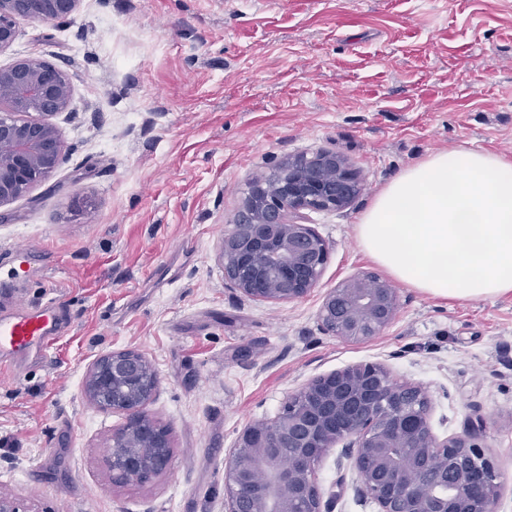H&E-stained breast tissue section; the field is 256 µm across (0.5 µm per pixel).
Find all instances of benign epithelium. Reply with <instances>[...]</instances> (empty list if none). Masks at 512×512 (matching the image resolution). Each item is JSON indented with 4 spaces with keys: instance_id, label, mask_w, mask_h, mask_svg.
Instances as JSON below:
<instances>
[{
    "instance_id": "1",
    "label": "benign epithelium",
    "mask_w": 512,
    "mask_h": 512,
    "mask_svg": "<svg viewBox=\"0 0 512 512\" xmlns=\"http://www.w3.org/2000/svg\"><path fill=\"white\" fill-rule=\"evenodd\" d=\"M81 0H0V52L17 37L25 11L45 22L64 21ZM64 70L34 57L0 67V206L45 180L62 162L54 118L71 97ZM349 161L327 150L298 155L255 178L219 259L224 279L258 301L291 302L318 285L328 242L293 217L304 210L341 211L362 192ZM399 308L393 284L369 272L327 291L318 311L321 330L365 342L391 325ZM159 377L142 353L121 349L97 357L84 376L88 400L123 416L105 459L112 486L147 484L171 469L169 428L150 411ZM430 399L419 385L395 380L378 362L355 363L319 375L282 402L277 415L238 434L224 460L225 512H333L316 467L344 443L358 492L377 512H495L500 474L467 430L437 439ZM0 512H34L0 495Z\"/></svg>"
}]
</instances>
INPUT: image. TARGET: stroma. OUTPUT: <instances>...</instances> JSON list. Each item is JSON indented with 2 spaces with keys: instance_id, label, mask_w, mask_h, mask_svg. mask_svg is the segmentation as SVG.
Returning <instances> with one entry per match:
<instances>
[{
  "instance_id": "1",
  "label": "stroma",
  "mask_w": 512,
  "mask_h": 512,
  "mask_svg": "<svg viewBox=\"0 0 512 512\" xmlns=\"http://www.w3.org/2000/svg\"><path fill=\"white\" fill-rule=\"evenodd\" d=\"M33 56L72 95L56 123L64 162L0 207V278L13 247L37 256L19 289L61 298L56 362L0 378V493L37 512H224V459L288 392L361 361L421 384L438 437L476 428L512 512V295L469 301L399 288L393 323L349 343L325 335L324 293L383 269L354 240L375 195L444 149L512 158V0H82L62 22L21 18L0 67ZM318 149L357 169L363 193L308 211L329 244L319 285L285 304L224 279L219 253L248 183ZM134 349L160 387L170 472L113 487L105 466L121 416L83 377ZM317 477L334 512H376L341 448Z\"/></svg>"
}]
</instances>
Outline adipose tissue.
Masks as SVG:
<instances>
[{"instance_id": "adipose-tissue-1", "label": "adipose tissue", "mask_w": 512, "mask_h": 512, "mask_svg": "<svg viewBox=\"0 0 512 512\" xmlns=\"http://www.w3.org/2000/svg\"><path fill=\"white\" fill-rule=\"evenodd\" d=\"M354 232L404 287L453 300L512 294V161L486 150L433 153L377 193Z\"/></svg>"}]
</instances>
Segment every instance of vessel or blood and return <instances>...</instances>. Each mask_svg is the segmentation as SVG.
I'll list each match as a JSON object with an SVG mask.
<instances>
[{
  "label": "vessel or blood",
  "mask_w": 512,
  "mask_h": 512,
  "mask_svg": "<svg viewBox=\"0 0 512 512\" xmlns=\"http://www.w3.org/2000/svg\"><path fill=\"white\" fill-rule=\"evenodd\" d=\"M11 278L25 280L32 264L29 247H16L11 254ZM16 312L0 314V371L8 370L13 378H20V361L29 355L48 359L58 342L56 326L60 321L62 305L49 299L40 306L29 307L24 297H16Z\"/></svg>",
  "instance_id": "obj_1"
}]
</instances>
